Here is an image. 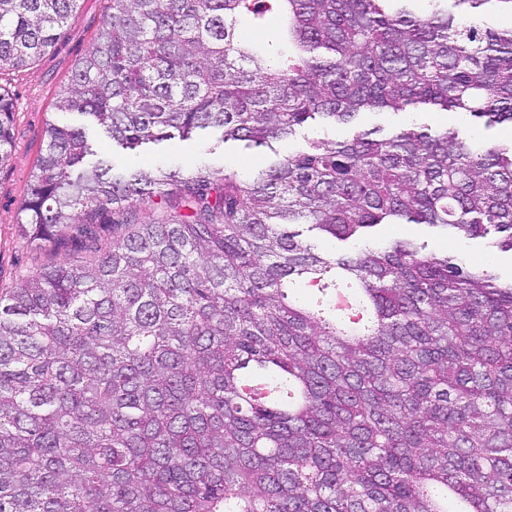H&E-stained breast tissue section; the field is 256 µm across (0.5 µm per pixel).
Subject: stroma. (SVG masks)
Listing matches in <instances>:
<instances>
[{
    "label": "stroma",
    "mask_w": 512,
    "mask_h": 512,
    "mask_svg": "<svg viewBox=\"0 0 512 512\" xmlns=\"http://www.w3.org/2000/svg\"><path fill=\"white\" fill-rule=\"evenodd\" d=\"M108 7L109 0H79L76 13L48 53L30 66L0 71V87L8 91L15 112L12 156L0 167V289L13 287L23 275L44 263L60 264L68 258L65 252L52 251L49 245L28 239L20 227V207L28 193L48 122L65 118L64 113L53 107L55 95L67 84L77 62L92 47ZM468 122L465 115L437 110L366 112L347 125H308L294 138L275 143L270 149L249 150L238 142L224 143L219 132L213 130L199 132L188 140L176 137L148 144L133 152L122 149L109 138L98 136L94 139V148L99 156L126 167L151 170L167 162L187 166L207 161L225 173L244 178L312 140L349 138L373 128L387 135L403 126L436 133L452 126H466ZM404 238L423 242L430 252L445 253L469 264L483 263L489 256L484 241L449 237L419 224L380 225L366 243L376 246Z\"/></svg>",
    "instance_id": "1"
}]
</instances>
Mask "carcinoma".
<instances>
[{
	"label": "carcinoma",
	"mask_w": 512,
	"mask_h": 512,
	"mask_svg": "<svg viewBox=\"0 0 512 512\" xmlns=\"http://www.w3.org/2000/svg\"><path fill=\"white\" fill-rule=\"evenodd\" d=\"M110 2L55 108L131 151L375 110L512 124V27L468 21L512 0ZM76 9L0 0V69ZM12 123L0 92V165ZM22 212L71 260L0 290V512H512V280L317 245L405 222L512 252V143L364 131L240 179L117 169L56 121Z\"/></svg>",
	"instance_id": "cac0c4a2"
}]
</instances>
